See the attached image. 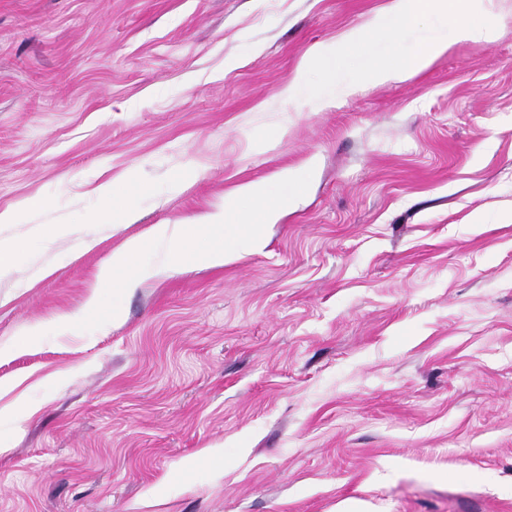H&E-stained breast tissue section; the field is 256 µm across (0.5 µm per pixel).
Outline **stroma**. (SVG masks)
Returning <instances> with one entry per match:
<instances>
[{
    "label": "stroma",
    "mask_w": 512,
    "mask_h": 512,
    "mask_svg": "<svg viewBox=\"0 0 512 512\" xmlns=\"http://www.w3.org/2000/svg\"><path fill=\"white\" fill-rule=\"evenodd\" d=\"M383 3L0 0V512H512V23L276 96ZM308 171L264 249L56 328L127 236ZM107 181L138 223H86ZM320 69L323 80L318 86L309 81L310 73ZM364 90L358 78H351L338 62L336 54L323 46L314 45L301 56L293 79L281 87L276 96L289 106L296 105L305 96L315 100L319 112L331 111L337 103Z\"/></svg>",
    "instance_id": "35a3bbf8"
}]
</instances>
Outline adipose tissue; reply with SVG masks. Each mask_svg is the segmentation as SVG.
<instances>
[{"label":"adipose tissue","instance_id":"adipose-tissue-1","mask_svg":"<svg viewBox=\"0 0 512 512\" xmlns=\"http://www.w3.org/2000/svg\"><path fill=\"white\" fill-rule=\"evenodd\" d=\"M504 21L493 0H386L365 21L340 35L338 52L363 47L372 38L391 43L400 32L420 31V38L407 51L391 52L385 61L368 65L367 76L372 83H403L457 43L493 42ZM336 54L318 45L308 48L293 79L278 90V98L293 106L308 96L314 99L317 111L323 112L334 109L341 99L362 92L360 79L348 75ZM316 69L321 70L323 80L315 86L309 75Z\"/></svg>","mask_w":512,"mask_h":512}]
</instances>
